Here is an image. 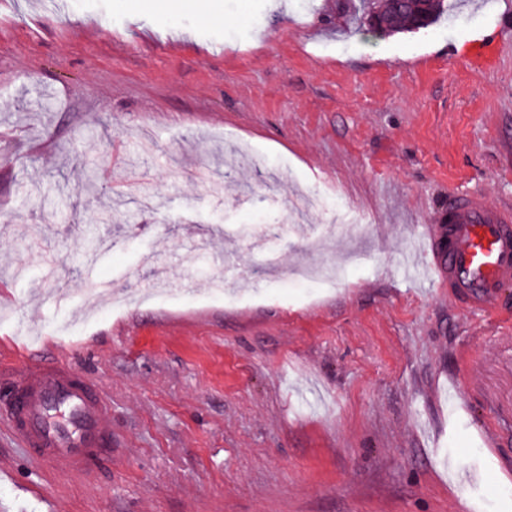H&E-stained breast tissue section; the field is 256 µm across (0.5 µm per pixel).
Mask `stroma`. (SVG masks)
<instances>
[{
  "label": "stroma",
  "instance_id": "stroma-1",
  "mask_svg": "<svg viewBox=\"0 0 512 512\" xmlns=\"http://www.w3.org/2000/svg\"><path fill=\"white\" fill-rule=\"evenodd\" d=\"M321 184L367 233L286 228ZM453 192L512 205V0L383 37L336 0H0V369L65 362L112 420L90 485L0 411V512H512V285L495 318L424 269ZM317 240L335 287L290 278Z\"/></svg>",
  "mask_w": 512,
  "mask_h": 512
}]
</instances>
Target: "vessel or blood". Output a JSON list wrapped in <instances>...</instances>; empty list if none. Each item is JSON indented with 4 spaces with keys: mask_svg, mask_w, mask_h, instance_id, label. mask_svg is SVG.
<instances>
[{
    "mask_svg": "<svg viewBox=\"0 0 512 512\" xmlns=\"http://www.w3.org/2000/svg\"><path fill=\"white\" fill-rule=\"evenodd\" d=\"M430 266L448 283L454 301L498 312L501 290L512 282V207L455 193L428 243ZM0 407L30 456L47 467L92 482L112 452V427L101 390L64 365L28 364L0 374ZM67 413L54 418L55 410Z\"/></svg>",
    "mask_w": 512,
    "mask_h": 512,
    "instance_id": "b4317fda",
    "label": "vessel or blood"
}]
</instances>
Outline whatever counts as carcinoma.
<instances>
[{"label":"carcinoma","instance_id":"1","mask_svg":"<svg viewBox=\"0 0 512 512\" xmlns=\"http://www.w3.org/2000/svg\"><path fill=\"white\" fill-rule=\"evenodd\" d=\"M447 8L446 0H374L354 8L360 18L375 24L383 35L412 33L435 24Z\"/></svg>","mask_w":512,"mask_h":512}]
</instances>
